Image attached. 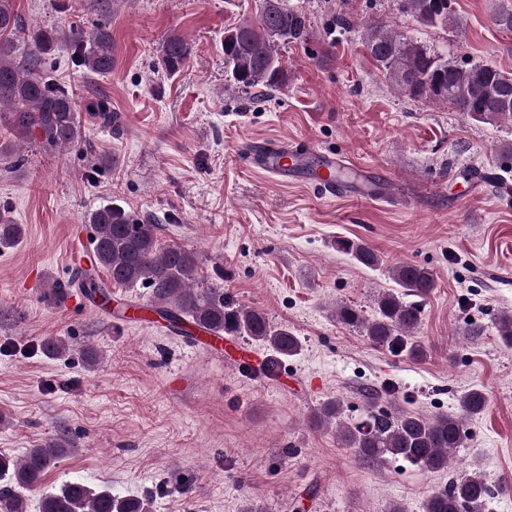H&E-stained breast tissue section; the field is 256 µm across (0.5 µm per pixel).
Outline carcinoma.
I'll use <instances>...</instances> for the list:
<instances>
[{"instance_id":"1","label":"carcinoma","mask_w":512,"mask_h":512,"mask_svg":"<svg viewBox=\"0 0 512 512\" xmlns=\"http://www.w3.org/2000/svg\"><path fill=\"white\" fill-rule=\"evenodd\" d=\"M273 14L260 13L258 23L242 22L231 31L237 39L224 41V63L233 85L245 92L254 88H277L285 74L277 54L279 41L298 42L308 29L306 14L275 0ZM402 10L418 23L444 26L451 18L450 0H401ZM69 39L82 66L104 75L112 71V35L104 25L87 34L79 28ZM57 36L54 32L27 24L16 9L15 0H0V123L22 143L38 137L56 146H69L79 133L74 93L40 69L42 56ZM365 46L385 76L403 94L417 98L436 79L447 84L445 92L429 99L447 102L466 118L479 123L512 121V106L501 96H512V76L483 64L460 66L432 54L403 34L377 25L365 31ZM185 38L172 35L163 43L158 67L175 75L190 55ZM93 224L92 262L106 271L112 283L133 288L148 284L154 297L153 311L170 325L190 322L201 332L226 336H250L269 344L278 357H290L300 349L297 336L286 328L275 329L265 313L224 298L223 289L199 277L196 252L179 245L162 247L159 227L130 213L103 206L91 213ZM21 236L18 224L0 222V247L8 248ZM336 248L358 263L379 264L377 253L364 242L339 240ZM399 292H385L376 301V314L365 318L350 304L336 306V320L343 325L366 329L377 346H386L411 358H422L425 346L416 340L421 307L408 296L427 297L436 280L420 266L401 264L390 269ZM487 404L484 391L472 388L459 405L461 414L433 418L419 412L394 408L371 409L365 420L344 426L342 438L367 460L401 459L429 472L448 469L457 449L464 447V422L480 415ZM322 423L341 419V404L326 402L318 413ZM60 453L58 448H31L19 459L0 456V478L10 484L0 487V502L10 512H21L22 501L14 487H34ZM493 494L477 474L455 479L433 491L425 502V512H485ZM40 512H147L135 499H119L109 489L95 490L82 481H67L44 492Z\"/></svg>"}]
</instances>
